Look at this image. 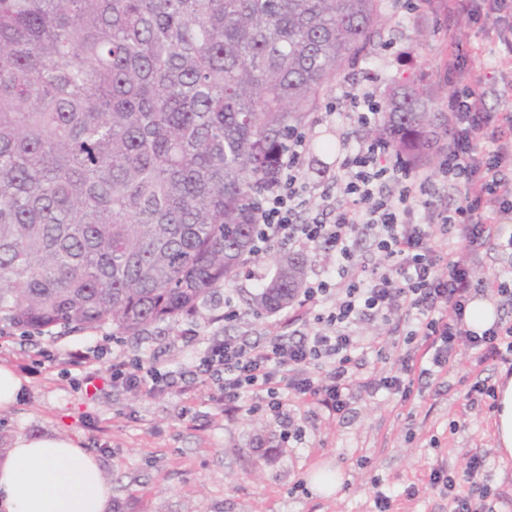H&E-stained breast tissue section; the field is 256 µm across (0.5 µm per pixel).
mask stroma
I'll list each match as a JSON object with an SVG mask.
<instances>
[{"label": "stroma", "instance_id": "stroma-1", "mask_svg": "<svg viewBox=\"0 0 512 512\" xmlns=\"http://www.w3.org/2000/svg\"><path fill=\"white\" fill-rule=\"evenodd\" d=\"M381 37L337 86L368 85L384 93L391 83L418 77L430 85L436 104L468 75L483 77V106L499 112L512 103V51L504 44L503 25L488 16L457 30L466 72L449 78L448 18L442 11H419L412 0H383ZM311 138L304 174L310 182V210L332 181L343 138L365 140V128H348L318 109L306 128ZM273 275L268 255L249 264L230 286L199 301L192 315L148 327L140 335L118 333L112 325L66 330L44 336L32 330L0 327V363L21 364L49 351L64 357L77 346L106 345L108 356L155 362L192 385L190 394L173 387L144 396L98 380L96 394L75 390L72 378L45 363L25 374L16 406L0 412V450L19 435L79 436L93 453L112 487L111 512H376L378 495L390 512H449L447 499L431 486L435 464L463 471L467 458L486 454L478 484L500 496L496 512L512 499V458L496 449L494 413L486 405H468L467 389L483 380L494 385L511 366L475 363L466 348L455 362L410 404L398 396L368 388L354 390L344 413L308 419L304 443L284 438L269 413L226 415L209 396V381L196 366L207 346L224 339H260L281 328L283 311L252 304ZM379 353L366 354L360 378L395 372L405 352L391 333L380 338ZM333 474L338 482L328 497L309 485L313 472ZM415 496H407V488Z\"/></svg>", "mask_w": 512, "mask_h": 512}]
</instances>
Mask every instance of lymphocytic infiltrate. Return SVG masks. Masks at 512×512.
<instances>
[{
    "label": "lymphocytic infiltrate",
    "instance_id": "f902f5d3",
    "mask_svg": "<svg viewBox=\"0 0 512 512\" xmlns=\"http://www.w3.org/2000/svg\"><path fill=\"white\" fill-rule=\"evenodd\" d=\"M480 87L475 78L448 95V144L440 174L445 187L461 192L462 201L427 224L416 222L413 204L427 194L430 178L388 165L382 147L372 141L347 146L343 174L322 196L324 218L300 223L309 203L308 185L300 175L308 141L300 136L289 143L256 220L255 248L263 253L285 245L322 247L335 252L336 266L305 284L288 315L289 323L307 324L306 333L295 338L273 332L259 343L224 341L208 347L201 372L214 381L217 404L231 412H251L259 399H266L290 437L304 436L290 401L333 416L346 411L360 356L377 346L376 339L362 340L354 332L367 318L409 327L398 373L369 381L371 389L394 391L406 400L414 378L442 372L457 346H466L481 363L512 359V326L496 323L477 332L464 320L478 295L491 292L499 303L512 305V279H478L471 272L474 257L491 240L512 251V234L504 232L512 222V181L504 175L512 168V137L500 127L504 121L512 124V113L486 111ZM390 181L400 186L394 199L384 191ZM492 196L499 205L490 212L486 201ZM365 226L388 261L383 269L367 268L355 258L353 244ZM452 245L458 253L450 262L446 256ZM315 368L320 376H312ZM106 372L113 383L147 396L175 384L172 373L154 363L133 367L116 358ZM485 463V454L476 453L464 474L432 468L430 482L448 497L452 512H478L471 495L458 488L462 477H476Z\"/></svg>",
    "mask_w": 512,
    "mask_h": 512
}]
</instances>
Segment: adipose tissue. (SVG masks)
I'll use <instances>...</instances> for the list:
<instances>
[{"label":"adipose tissue","instance_id":"adipose-tissue-1","mask_svg":"<svg viewBox=\"0 0 512 512\" xmlns=\"http://www.w3.org/2000/svg\"><path fill=\"white\" fill-rule=\"evenodd\" d=\"M494 436L512 458V378L497 389ZM111 487L79 440L36 435L15 438L0 455V512H108Z\"/></svg>","mask_w":512,"mask_h":512}]
</instances>
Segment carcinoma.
Instances as JSON below:
<instances>
[{"mask_svg":"<svg viewBox=\"0 0 512 512\" xmlns=\"http://www.w3.org/2000/svg\"><path fill=\"white\" fill-rule=\"evenodd\" d=\"M380 0H0V323L130 335L228 286L293 135L380 36ZM373 130L438 153L426 85ZM254 297L288 306L304 257Z\"/></svg>","mask_w":512,"mask_h":512,"instance_id":"cac0c4a2","label":"carcinoma"}]
</instances>
